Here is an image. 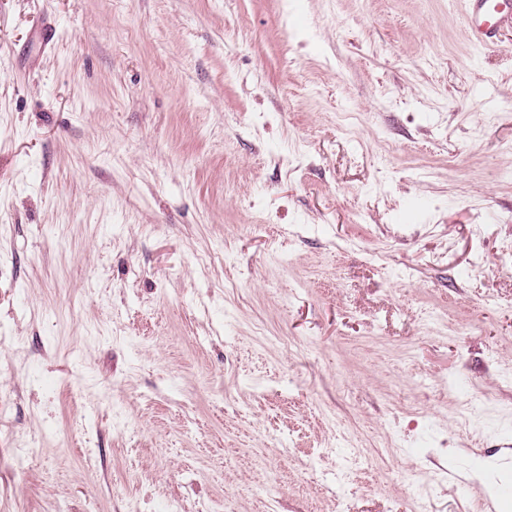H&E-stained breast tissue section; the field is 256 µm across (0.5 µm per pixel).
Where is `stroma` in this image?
<instances>
[{"label": "stroma", "instance_id": "stroma-1", "mask_svg": "<svg viewBox=\"0 0 512 512\" xmlns=\"http://www.w3.org/2000/svg\"><path fill=\"white\" fill-rule=\"evenodd\" d=\"M510 243L459 0H0V512H480Z\"/></svg>", "mask_w": 512, "mask_h": 512}]
</instances>
